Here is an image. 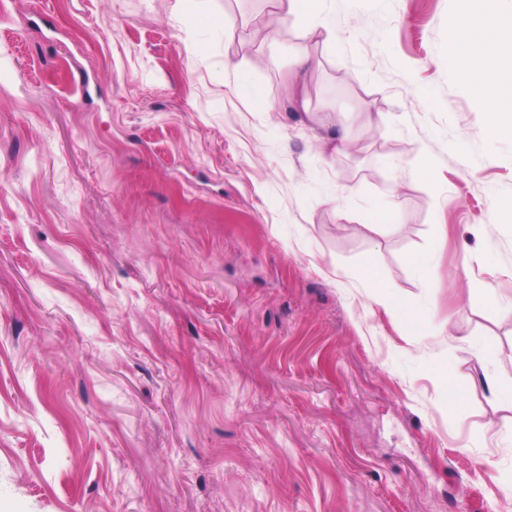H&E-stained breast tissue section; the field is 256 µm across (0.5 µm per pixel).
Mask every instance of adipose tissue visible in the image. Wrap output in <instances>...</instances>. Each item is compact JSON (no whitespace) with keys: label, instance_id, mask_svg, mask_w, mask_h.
Wrapping results in <instances>:
<instances>
[{"label":"adipose tissue","instance_id":"1","mask_svg":"<svg viewBox=\"0 0 512 512\" xmlns=\"http://www.w3.org/2000/svg\"><path fill=\"white\" fill-rule=\"evenodd\" d=\"M329 0H273L283 26L297 29L301 40L295 48V64L288 74V100L295 107L308 106L305 78L314 70L315 58L307 41L328 29ZM457 21L456 47L459 70L477 102L488 115L494 132L512 134V0H463Z\"/></svg>","mask_w":512,"mask_h":512}]
</instances>
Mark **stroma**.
<instances>
[{
  "instance_id": "1",
  "label": "stroma",
  "mask_w": 512,
  "mask_h": 512,
  "mask_svg": "<svg viewBox=\"0 0 512 512\" xmlns=\"http://www.w3.org/2000/svg\"><path fill=\"white\" fill-rule=\"evenodd\" d=\"M174 6L0 0V512H512V137L460 0H331L305 113L296 30L247 70L276 111L225 83L271 0Z\"/></svg>"
}]
</instances>
